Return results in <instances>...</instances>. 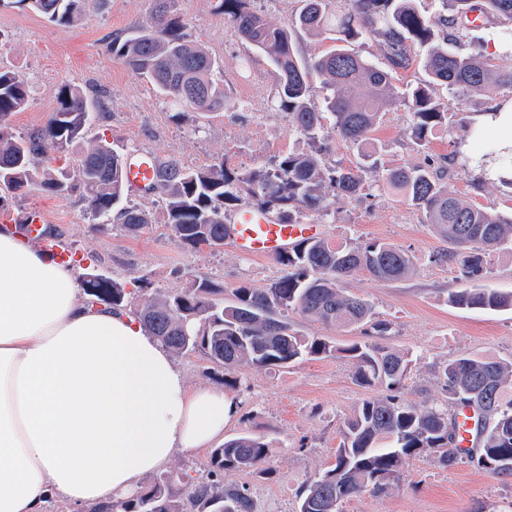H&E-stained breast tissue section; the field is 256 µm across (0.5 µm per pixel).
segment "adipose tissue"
Instances as JSON below:
<instances>
[{"mask_svg":"<svg viewBox=\"0 0 512 512\" xmlns=\"http://www.w3.org/2000/svg\"><path fill=\"white\" fill-rule=\"evenodd\" d=\"M235 412L221 387L190 388L136 317L90 303L74 265L0 233V512L128 499Z\"/></svg>","mask_w":512,"mask_h":512,"instance_id":"ef3b65f1","label":"adipose tissue"}]
</instances>
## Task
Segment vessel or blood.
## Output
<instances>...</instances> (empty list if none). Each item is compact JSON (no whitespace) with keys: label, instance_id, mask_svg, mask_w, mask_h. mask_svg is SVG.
Instances as JSON below:
<instances>
[{"label":"vessel or blood","instance_id":"1","mask_svg":"<svg viewBox=\"0 0 512 512\" xmlns=\"http://www.w3.org/2000/svg\"><path fill=\"white\" fill-rule=\"evenodd\" d=\"M156 158L150 153L128 157L125 184L135 192L147 188ZM229 241L240 252L254 258H274L287 252L297 242L316 237L314 224H286L268 213L252 215L240 211L231 218Z\"/></svg>","mask_w":512,"mask_h":512}]
</instances>
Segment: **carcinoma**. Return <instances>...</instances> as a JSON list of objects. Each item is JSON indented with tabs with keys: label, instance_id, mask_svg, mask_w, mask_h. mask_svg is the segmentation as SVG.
I'll return each instance as SVG.
<instances>
[{
	"label": "carcinoma",
	"instance_id": "1",
	"mask_svg": "<svg viewBox=\"0 0 512 512\" xmlns=\"http://www.w3.org/2000/svg\"><path fill=\"white\" fill-rule=\"evenodd\" d=\"M149 25L108 48L134 74L148 80L162 96L201 117L229 106L224 87L212 78L213 60L195 43L187 23L174 11L175 0H151ZM298 12L284 25H274L250 7V0H220L224 16L239 37L263 55L278 79L272 105L284 113L289 127L308 144L270 166L239 171L220 160L206 168H190L175 157L157 159L150 193L164 196L167 224L184 249L211 250L227 243V215L246 206L273 210L286 224H301L324 215L340 198L365 190L367 180L399 193L421 211L454 248L434 261L454 266L469 282L482 280L485 255L512 250V214L477 207L441 184L431 161L400 167L381 163L372 148V134L385 113L410 112L407 134L418 151L434 131L448 125L449 104L438 95L444 88L461 103L473 95L512 89V0H437L431 12L426 0H299ZM83 0H0V7L28 6L49 21L79 23ZM478 15L502 28L505 60L462 54ZM333 35L323 55L303 58L295 49L299 34ZM378 41L385 66H378L355 48L359 39ZM421 64L425 77L401 90L394 85L399 71ZM326 89L323 106L311 103L312 82ZM30 85L21 73L0 68V209L6 196L30 192L52 197L80 194L94 223V233L120 222L129 234L153 222L141 207L122 203L125 155L106 139L85 140L88 99L78 88L64 85L46 125L25 136L13 134L11 116L29 102ZM330 115L332 124L324 123ZM357 151L356 166L330 159L332 137ZM80 148L71 165L54 167V157ZM282 275L268 288L239 285L224 302V288L196 280L176 290L148 292L140 279L137 318L148 334L176 355L200 353L226 372L248 365L285 367L306 356L346 359L355 381L378 386L388 394L367 399L355 411L336 450L335 463L311 480L299 494L297 512H339L346 499L363 492L382 494L399 479L410 460L425 455L443 466L461 455H478L477 463L512 474V362L463 356L439 371L445 404H412L398 391L410 360L367 341L337 345L324 337L302 336L291 328L285 312L341 329L365 328L385 335L389 325L375 319L373 306L347 295L339 282L360 271L381 281L407 276L414 257L392 243L332 244L307 240L276 257ZM84 293L96 304L123 308L131 297L126 288L105 275L82 277ZM458 308L512 309V293L465 288L449 297ZM480 413L479 426L468 430L475 448L457 446L458 412ZM271 456L270 443L249 432L224 441L205 462L206 479L165 475L128 500L100 506L94 512H254L244 487L224 486V473L258 471Z\"/></svg>",
	"mask_w": 512,
	"mask_h": 512
}]
</instances>
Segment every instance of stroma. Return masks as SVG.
Masks as SVG:
<instances>
[{"label":"stroma","instance_id":"35a3bbf8","mask_svg":"<svg viewBox=\"0 0 512 512\" xmlns=\"http://www.w3.org/2000/svg\"><path fill=\"white\" fill-rule=\"evenodd\" d=\"M149 7V0H85L74 27L55 24L29 8L1 9L0 64L21 72L32 87L28 106L11 118L14 132L44 127L60 86L70 84L105 103L103 110L91 114L88 138L106 137L129 154L173 156L192 168L222 159L230 167L250 169L306 150V141L289 130L285 115L271 104L275 70L239 39L218 0H177L176 8L192 39L210 53L229 108L207 119L196 118L190 110L179 113L152 84L114 57L108 41L147 25ZM408 124V112L391 111L375 131L386 165L422 161L424 155L406 133ZM467 138L458 125H448L433 134L427 153L452 156L445 182L457 196L479 207L511 212L512 186L481 180L460 158ZM127 199L154 217L153 224L135 235L118 226L93 233L77 197L37 193L10 199L0 213V227L12 229L36 218L55 229L66 250L129 289L143 277L152 287L169 290L195 279L227 288L241 283L266 288L282 273L275 260L246 257L229 245L219 252L186 251L174 241L158 195L131 193ZM315 222L330 242L380 240L416 258L411 274L398 281L383 282L360 272L340 283L347 294L370 302L377 319L388 323V333L377 337V344L408 355L402 400L444 404L437 374L457 357L512 361V310L464 309L449 303V296L468 283L453 266L433 262V255L450 245L401 196L375 188L362 198L337 200ZM174 362L190 386L223 383L237 406L225 438L249 431L271 442L269 473L224 476L225 485L247 486L256 512H297L301 488L334 463L347 420L364 399L382 393L379 387L358 385L350 364L336 358L306 357L275 369L242 366L230 374L197 353L175 357ZM341 510L512 512V474L492 473L471 460L444 467L433 458L419 457L388 493L359 494L344 501Z\"/></svg>","mask_w":512,"mask_h":512}]
</instances>
